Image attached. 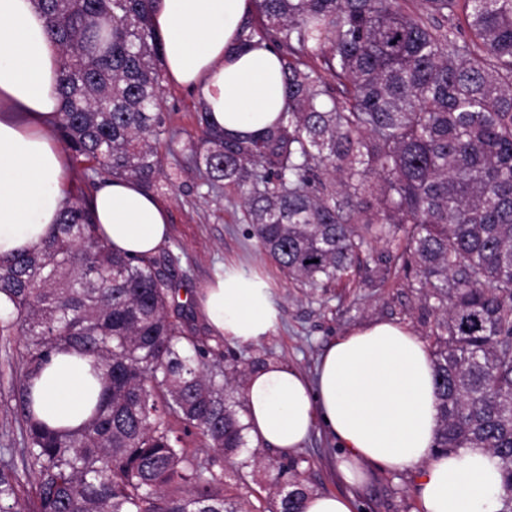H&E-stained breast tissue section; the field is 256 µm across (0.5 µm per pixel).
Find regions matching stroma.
Returning <instances> with one entry per match:
<instances>
[{
  "mask_svg": "<svg viewBox=\"0 0 512 512\" xmlns=\"http://www.w3.org/2000/svg\"><path fill=\"white\" fill-rule=\"evenodd\" d=\"M164 109L179 140L197 135V92L171 84L164 87ZM163 166L171 185L155 191L166 208L170 235L164 252L179 261L167 275L176 303L185 307V333L206 337L222 354L236 355L240 364L263 366L279 362L314 374L323 349L353 329L380 321L406 325L417 336L425 329L408 311L417 299L403 285L395 283L373 288L361 282L341 284L327 290L309 291L289 285L278 267L261 251L247 227L238 223L240 201L235 196L212 194L201 185L192 169H177L172 156ZM236 269L265 279L273 291L278 322L273 332L258 341L239 344L212 335L193 303L194 293L217 273ZM16 339L0 335V444L20 439V420L11 392L15 372ZM334 440L320 428L296 454L309 462L306 479L316 493H346L334 470ZM360 512H420L417 489L410 470L378 473L362 493Z\"/></svg>",
  "mask_w": 512,
  "mask_h": 512,
  "instance_id": "stroma-1",
  "label": "stroma"
}]
</instances>
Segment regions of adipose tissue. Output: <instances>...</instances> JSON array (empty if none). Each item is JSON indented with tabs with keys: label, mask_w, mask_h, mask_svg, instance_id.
Segmentation results:
<instances>
[{
	"label": "adipose tissue",
	"mask_w": 512,
	"mask_h": 512,
	"mask_svg": "<svg viewBox=\"0 0 512 512\" xmlns=\"http://www.w3.org/2000/svg\"><path fill=\"white\" fill-rule=\"evenodd\" d=\"M254 0H157L152 22L174 84L197 88L217 127L231 136L269 126L285 105L277 53L243 44ZM61 54L34 0H0V261L38 247L64 201L68 158L57 144ZM99 237L113 250L149 256L169 235L166 209L131 178H113L91 202ZM193 301L215 335L250 343L275 328L273 293L258 277L228 270ZM88 360L55 353L31 388L35 415L76 428L91 415L100 385ZM253 443L301 448L323 425L341 450L344 482L363 464L414 469L421 512H499L503 475L485 448L438 454L441 416L429 348L408 327L377 322L335 339L314 376L270 363L246 381Z\"/></svg>",
	"instance_id": "ef3b65f1"
}]
</instances>
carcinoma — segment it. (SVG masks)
Listing matches in <instances>:
<instances>
[{"label":"carcinoma","mask_w":512,"mask_h":512,"mask_svg":"<svg viewBox=\"0 0 512 512\" xmlns=\"http://www.w3.org/2000/svg\"><path fill=\"white\" fill-rule=\"evenodd\" d=\"M407 2L257 0L243 40L278 53L283 111L229 138L201 101L200 134L177 150L153 0H36L63 56L55 134L86 170L147 192L170 181L164 150L239 196L248 235L296 287L404 274L434 366L435 452L490 449L512 512V0ZM177 262L113 251L80 190L41 246L0 262L25 431L23 447L0 448V512H303L299 460L245 497L248 460L216 473L184 446L193 430L227 460L249 447L226 394L248 371L209 364L208 340L183 330L166 275ZM70 349L102 382L72 430L36 418L29 392Z\"/></svg>","instance_id":"carcinoma-1"}]
</instances>
